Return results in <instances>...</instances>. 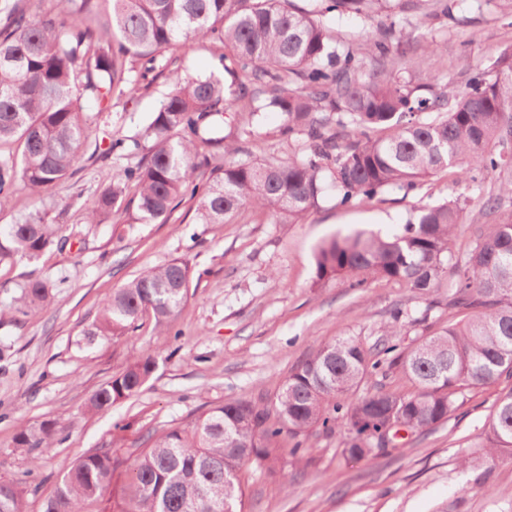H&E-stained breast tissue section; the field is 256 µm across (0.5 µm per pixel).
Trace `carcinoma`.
I'll return each instance as SVG.
<instances>
[{
  "label": "carcinoma",
  "instance_id": "obj_1",
  "mask_svg": "<svg viewBox=\"0 0 512 512\" xmlns=\"http://www.w3.org/2000/svg\"><path fill=\"white\" fill-rule=\"evenodd\" d=\"M41 2L0 5V145L14 146L0 154V207L13 200L19 179L39 195L71 173L88 123L103 122L101 110L84 115L82 98L104 103L131 92L170 46L188 51L206 40L222 50L224 70H239L246 81L230 100L219 74L175 75L144 139L112 141L101 153L140 160L105 174L85 223L100 224L114 210L127 213L131 224L163 221L202 167L209 177L199 201L201 224H222L246 205L298 224L328 187L347 206L387 188L413 191L448 169L473 182L477 173H512V46L460 86L438 74L419 82L392 68L411 41L393 20L391 0H322L317 11L292 0H52L50 10L40 9ZM458 2L431 0L424 16L450 18ZM379 12L392 21L358 48L338 42L323 20L330 13L369 18ZM130 57L143 60L135 76ZM232 103L248 125L265 109H277L285 116L281 135L302 139L301 153L286 161L224 160L236 147L206 132ZM508 196L511 180L484 198L492 222L476 229L461 256L452 249L464 223L458 198L415 209L400 234L357 232L321 245L315 283L354 276L360 286L384 278L407 284L425 306L395 307L372 346L356 336L322 344L271 402L229 400L183 427L149 433L110 512H243L240 470L256 462L275 473L285 432L295 440L294 457L312 433L343 429L342 454L361 458L398 448L402 431L422 433L447 421L465 391L511 381ZM81 235H65L61 225L30 214L0 230V261L36 260ZM191 275L181 259L142 271L113 291L87 335L119 336L145 316L170 332ZM50 298V283L30 272L10 311L29 316ZM443 305L462 318L437 329L432 313ZM154 369L152 357L132 354L127 368L90 397L87 410L104 412L134 396ZM395 375L411 390L386 388ZM63 439L54 424H24L14 447L51 448ZM473 447L492 463L512 456V388L498 397ZM120 465L110 448L78 458L41 512H87L112 491ZM0 512H26L21 483L0 480Z\"/></svg>",
  "mask_w": 512,
  "mask_h": 512
}]
</instances>
